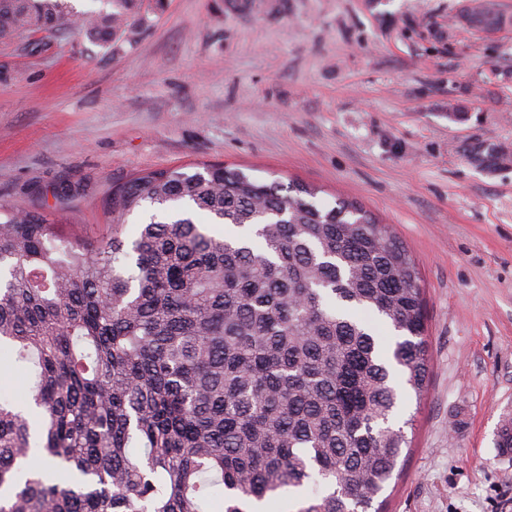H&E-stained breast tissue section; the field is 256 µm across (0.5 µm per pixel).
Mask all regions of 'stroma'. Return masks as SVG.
I'll list each match as a JSON object with an SVG mask.
<instances>
[{"label":"stroma","instance_id":"obj_1","mask_svg":"<svg viewBox=\"0 0 512 512\" xmlns=\"http://www.w3.org/2000/svg\"><path fill=\"white\" fill-rule=\"evenodd\" d=\"M143 0L112 44L0 41V202L112 233V187L222 164L360 204L409 250L429 378L386 512H512V0Z\"/></svg>","mask_w":512,"mask_h":512}]
</instances>
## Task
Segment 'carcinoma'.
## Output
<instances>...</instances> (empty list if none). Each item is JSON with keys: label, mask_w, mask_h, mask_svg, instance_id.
Wrapping results in <instances>:
<instances>
[{"label": "carcinoma", "mask_w": 512, "mask_h": 512, "mask_svg": "<svg viewBox=\"0 0 512 512\" xmlns=\"http://www.w3.org/2000/svg\"><path fill=\"white\" fill-rule=\"evenodd\" d=\"M107 2L0 0V40L74 24L108 45L141 0ZM314 195L227 166L151 171L106 199L151 207L136 237L116 222L96 244L0 203V348L31 371L28 410L0 400V512H283L306 487L295 512H383L410 447L398 387L419 398L429 376L420 272L356 203ZM496 445L512 450L511 417Z\"/></svg>", "instance_id": "1"}]
</instances>
